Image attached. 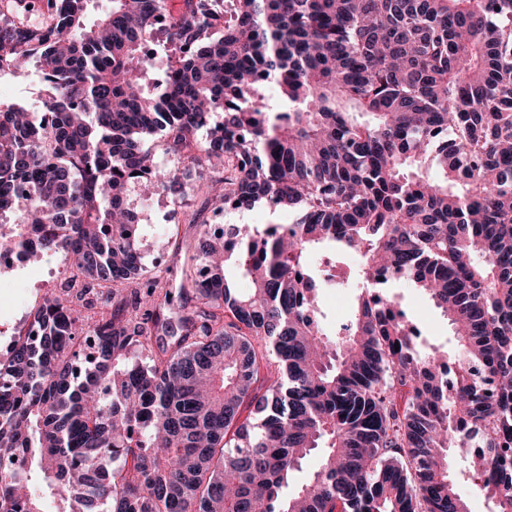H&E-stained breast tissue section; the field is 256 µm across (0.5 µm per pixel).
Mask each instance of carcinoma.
I'll use <instances>...</instances> for the list:
<instances>
[{"label":"carcinoma","instance_id":"obj_1","mask_svg":"<svg viewBox=\"0 0 512 512\" xmlns=\"http://www.w3.org/2000/svg\"><path fill=\"white\" fill-rule=\"evenodd\" d=\"M91 2L0 22V74L37 67L56 114L0 101V248L80 274L0 363V512H468L450 449L512 512V0ZM147 137L215 208L302 220L204 228L161 288L128 197L177 176ZM338 251L441 309L453 380L393 300L325 330ZM144 148L152 151L155 156L157 162L159 161L162 167L167 169H173L176 174L181 178V182L185 185L190 184L195 178V174L185 172L183 167L178 164L177 156L172 153L164 150V147L161 146L159 140L149 138L144 142Z\"/></svg>","mask_w":512,"mask_h":512}]
</instances>
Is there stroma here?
Returning a JSON list of instances; mask_svg holds the SVG:
<instances>
[{"label":"stroma","mask_w":512,"mask_h":512,"mask_svg":"<svg viewBox=\"0 0 512 512\" xmlns=\"http://www.w3.org/2000/svg\"><path fill=\"white\" fill-rule=\"evenodd\" d=\"M129 204L139 213L146 269L160 275L172 287L181 278L183 255L196 243L200 225L292 224L300 217L298 211L274 210L263 203L250 209L220 211L203 197L170 190L158 192L152 205H142L135 195L130 196ZM53 263V258L45 257L40 262L0 272V331L9 334L19 331L18 308L34 311L46 298L59 294L61 278L50 277L48 273ZM336 264L346 272V287L326 288L320 295L325 323L330 328L340 327L350 319L360 286L356 256L337 255ZM381 293L400 305L407 322L420 331L422 339L448 358H455L456 342L449 323L425 294L404 280L383 286Z\"/></svg>","instance_id":"stroma-1"}]
</instances>
